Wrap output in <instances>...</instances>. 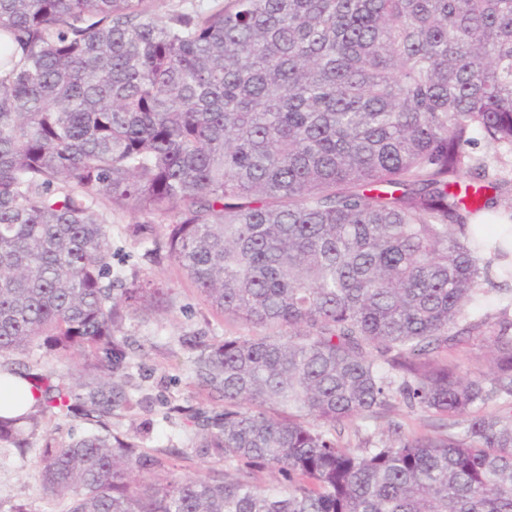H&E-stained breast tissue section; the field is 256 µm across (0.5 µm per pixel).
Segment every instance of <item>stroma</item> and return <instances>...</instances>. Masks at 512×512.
Masks as SVG:
<instances>
[{"instance_id": "35a3bbf8", "label": "stroma", "mask_w": 512, "mask_h": 512, "mask_svg": "<svg viewBox=\"0 0 512 512\" xmlns=\"http://www.w3.org/2000/svg\"><path fill=\"white\" fill-rule=\"evenodd\" d=\"M474 159L483 160L491 179L503 183L497 194L498 211L512 213V149L493 144L482 133H474L464 147ZM100 210L111 211L112 273L123 281L153 280L172 290L170 309L133 315L123 325L129 353L128 366L119 385L123 392L139 398L141 407L114 411L113 433L130 437L148 455L160 458L176 473L190 477H212L223 473L224 465L199 457L193 448V426L176 413V406H208L209 401L195 384L192 352L183 340L201 334L213 341L227 336H251L255 330L213 311L196 287L173 262L153 263L148 243L130 233L138 220L129 211H115L106 196H99ZM39 427L30 438L26 458L15 449L0 446V501L23 505L26 512H65L68 501L46 496L37 460L42 448L57 447L80 434L85 424L52 411L38 415ZM401 422L405 431L425 432L434 422L430 414L409 412L403 406L383 410L374 418L348 422L347 430L376 438H390L388 424Z\"/></svg>"}]
</instances>
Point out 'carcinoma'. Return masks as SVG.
Masks as SVG:
<instances>
[{"instance_id": "cac0c4a2", "label": "carcinoma", "mask_w": 512, "mask_h": 512, "mask_svg": "<svg viewBox=\"0 0 512 512\" xmlns=\"http://www.w3.org/2000/svg\"><path fill=\"white\" fill-rule=\"evenodd\" d=\"M0 0V356L46 347L66 374L40 410L77 412L42 449L68 512H512V319L474 317L490 262L478 131L512 147V0ZM112 207L216 312L266 330L201 336L185 409L198 455L233 479L153 472L109 430L127 315L170 305L114 287ZM168 221L155 233L154 221ZM486 343L474 375L439 353ZM500 402L505 408L489 411ZM399 404L441 424L394 440L345 422ZM37 414L0 416L26 456ZM272 469L260 489L244 469Z\"/></svg>"}]
</instances>
